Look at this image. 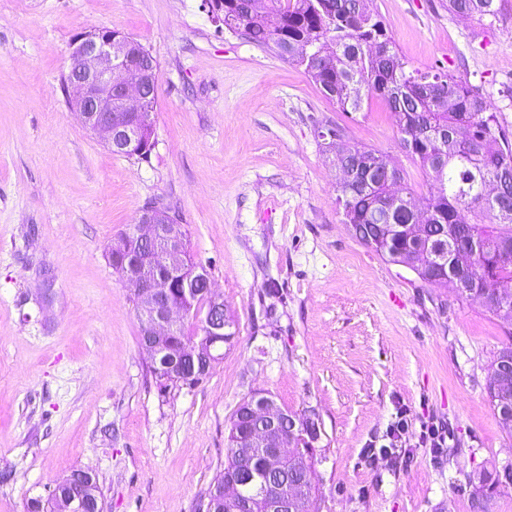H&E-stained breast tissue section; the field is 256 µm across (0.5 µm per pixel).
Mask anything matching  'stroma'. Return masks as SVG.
I'll use <instances>...</instances> for the list:
<instances>
[{
	"label": "stroma",
	"mask_w": 512,
	"mask_h": 512,
	"mask_svg": "<svg viewBox=\"0 0 512 512\" xmlns=\"http://www.w3.org/2000/svg\"><path fill=\"white\" fill-rule=\"evenodd\" d=\"M409 68L483 89L512 138V0H372ZM128 34L157 62L149 160L110 152L63 90L72 37ZM336 122L427 194L380 99L337 112L303 69L212 23L201 0H0V512L76 469L104 512H195L251 391L315 411L319 512H473L468 477L512 463L487 398L512 326L356 240L316 134ZM181 218L237 322L202 383L161 386L109 250L149 201ZM408 431L396 447L397 418ZM445 434L443 447L423 437ZM501 0H448V11L457 16L497 17Z\"/></svg>",
	"instance_id": "1"
}]
</instances>
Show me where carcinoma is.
<instances>
[{
    "instance_id": "carcinoma-1",
    "label": "carcinoma",
    "mask_w": 512,
    "mask_h": 512,
    "mask_svg": "<svg viewBox=\"0 0 512 512\" xmlns=\"http://www.w3.org/2000/svg\"><path fill=\"white\" fill-rule=\"evenodd\" d=\"M502 0H448L457 16L497 17ZM218 26L240 34L298 67L319 85L339 112H358L376 95L394 115L401 149L438 181L424 198L429 238L448 241L443 272L430 256L415 268L433 286H452L462 299L477 293L494 316L512 325V311L498 310L502 285L512 281V141L498 124L482 89L452 70H411L391 34L367 0H224L214 13ZM133 66H147L157 78L151 52L137 44ZM338 141L325 150L344 154L353 176L336 182V204L353 236L387 262L399 263L413 247L404 224L417 220L413 194L398 203L386 194L384 158L363 145L345 143V130L334 125ZM203 298L188 314L195 328L177 327L172 346L190 345L204 330L197 319ZM230 417L224 470L235 464V441L246 431V405Z\"/></svg>"
}]
</instances>
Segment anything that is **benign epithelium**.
<instances>
[{"instance_id":"benign-epithelium-1","label":"benign epithelium","mask_w":512,"mask_h":512,"mask_svg":"<svg viewBox=\"0 0 512 512\" xmlns=\"http://www.w3.org/2000/svg\"><path fill=\"white\" fill-rule=\"evenodd\" d=\"M125 37L109 29H94L77 35L71 44L64 88L73 89L70 106L83 127L112 152L146 155L153 145V113L143 111L152 85L143 73L125 60ZM183 224L170 209L146 206L135 224L122 232L113 245V260L125 283L141 298L140 343L151 361L165 352V345L193 302L202 295L207 307L202 312L205 331L182 362L163 366L160 381L169 384L199 376L205 379L224 357V345L233 337L224 335L229 313L207 274L191 265L186 256ZM253 421L248 445L239 456L236 477L224 482V500L235 503L242 497L245 480L251 475L257 456L267 471L277 474L297 456L288 439L308 436L314 448L320 432L316 413L293 415L278 407L274 399L260 392L249 400ZM311 485L304 466L290 482H268L258 498L270 501L268 512H299Z\"/></svg>"}]
</instances>
